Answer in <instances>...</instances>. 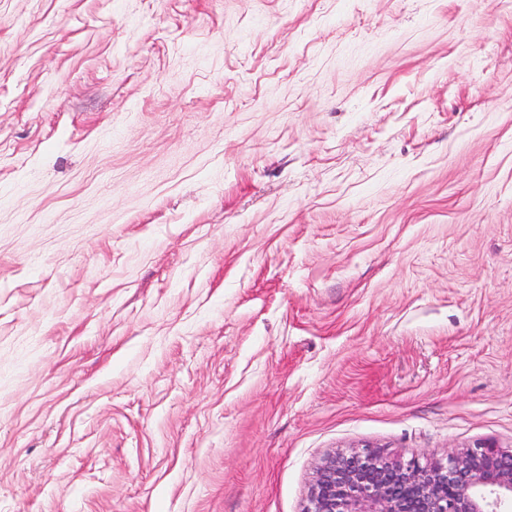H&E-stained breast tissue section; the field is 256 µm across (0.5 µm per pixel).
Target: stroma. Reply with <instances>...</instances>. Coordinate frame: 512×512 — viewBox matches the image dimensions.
Here are the masks:
<instances>
[{
	"label": "stroma",
	"instance_id": "1",
	"mask_svg": "<svg viewBox=\"0 0 512 512\" xmlns=\"http://www.w3.org/2000/svg\"><path fill=\"white\" fill-rule=\"evenodd\" d=\"M512 446V0H0V512H301Z\"/></svg>",
	"mask_w": 512,
	"mask_h": 512
}]
</instances>
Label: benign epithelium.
I'll list each match as a JSON object with an SVG mask.
<instances>
[{
  "mask_svg": "<svg viewBox=\"0 0 512 512\" xmlns=\"http://www.w3.org/2000/svg\"><path fill=\"white\" fill-rule=\"evenodd\" d=\"M506 503L512 448L477 442L422 463L365 445L321 459L301 512H503Z\"/></svg>",
  "mask_w": 512,
  "mask_h": 512,
  "instance_id": "benign-epithelium-1",
  "label": "benign epithelium"
}]
</instances>
